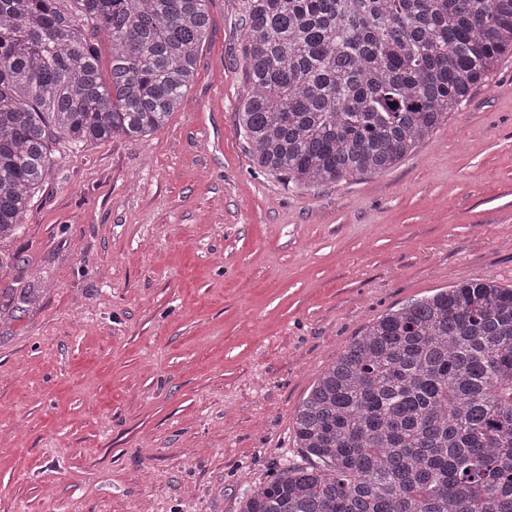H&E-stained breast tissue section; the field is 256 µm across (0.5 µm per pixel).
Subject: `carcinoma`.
<instances>
[{
    "instance_id": "1",
    "label": "carcinoma",
    "mask_w": 512,
    "mask_h": 512,
    "mask_svg": "<svg viewBox=\"0 0 512 512\" xmlns=\"http://www.w3.org/2000/svg\"><path fill=\"white\" fill-rule=\"evenodd\" d=\"M207 2L0 0V239L23 228L50 141L167 123ZM243 2L233 121L255 167L300 187L392 168L512 55V0ZM294 429L311 463L250 483L242 512H512V288L474 280L370 323Z\"/></svg>"
}]
</instances>
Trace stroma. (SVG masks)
<instances>
[{
    "mask_svg": "<svg viewBox=\"0 0 512 512\" xmlns=\"http://www.w3.org/2000/svg\"><path fill=\"white\" fill-rule=\"evenodd\" d=\"M208 13L167 124L53 140L0 239V512H241L248 481L307 465L294 415L367 325L512 288V56L392 168L297 188L253 168L233 122L243 0Z\"/></svg>",
    "mask_w": 512,
    "mask_h": 512,
    "instance_id": "obj_1",
    "label": "stroma"
}]
</instances>
